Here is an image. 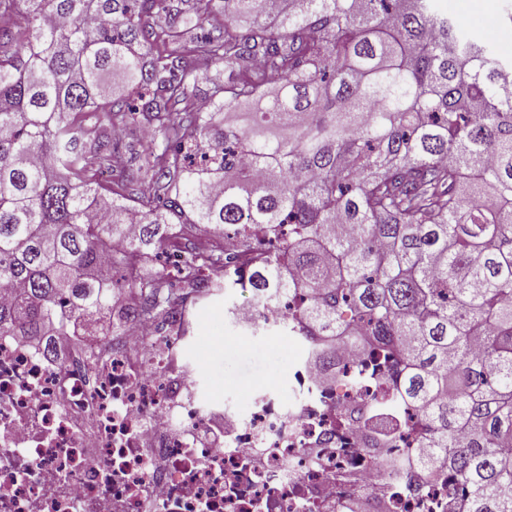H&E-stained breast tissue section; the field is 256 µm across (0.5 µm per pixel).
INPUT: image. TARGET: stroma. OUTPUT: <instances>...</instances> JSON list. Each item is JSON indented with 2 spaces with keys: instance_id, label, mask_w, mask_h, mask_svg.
<instances>
[{
  "instance_id": "stroma-1",
  "label": "stroma",
  "mask_w": 512,
  "mask_h": 512,
  "mask_svg": "<svg viewBox=\"0 0 512 512\" xmlns=\"http://www.w3.org/2000/svg\"><path fill=\"white\" fill-rule=\"evenodd\" d=\"M435 6L462 31H480L487 46L512 63V0H493L485 12L472 10L464 0H436ZM249 298V292L229 289L198 303L192 311L195 335L182 347L185 359L206 364L207 373L198 383L200 392L241 407L247 406L248 393L255 385L284 383L294 360L285 329L273 328L258 333L254 342H244L245 331L229 310Z\"/></svg>"
}]
</instances>
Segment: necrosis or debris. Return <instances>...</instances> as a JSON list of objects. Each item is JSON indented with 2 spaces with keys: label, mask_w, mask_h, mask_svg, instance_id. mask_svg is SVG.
<instances>
[{
  "label": "necrosis or debris",
  "mask_w": 512,
  "mask_h": 512,
  "mask_svg": "<svg viewBox=\"0 0 512 512\" xmlns=\"http://www.w3.org/2000/svg\"><path fill=\"white\" fill-rule=\"evenodd\" d=\"M299 305L247 301L235 317L274 325ZM189 330L175 312L95 327L92 341L0 334V512H463L457 479L388 466L425 433L376 381L353 385L365 351L330 339L327 378L294 336L287 391L254 390L239 409L198 393L204 368L180 350ZM371 408L406 420L390 447L371 445Z\"/></svg>",
  "instance_id": "1"
}]
</instances>
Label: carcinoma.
Masks as SVG:
<instances>
[{"mask_svg": "<svg viewBox=\"0 0 512 512\" xmlns=\"http://www.w3.org/2000/svg\"><path fill=\"white\" fill-rule=\"evenodd\" d=\"M434 2L0 0V331L303 295L306 335L366 341L430 427L407 463L512 512V65ZM134 123L150 145L95 181ZM226 229L245 278L216 277Z\"/></svg>", "mask_w": 512, "mask_h": 512, "instance_id": "carcinoma-1", "label": "carcinoma"}]
</instances>
